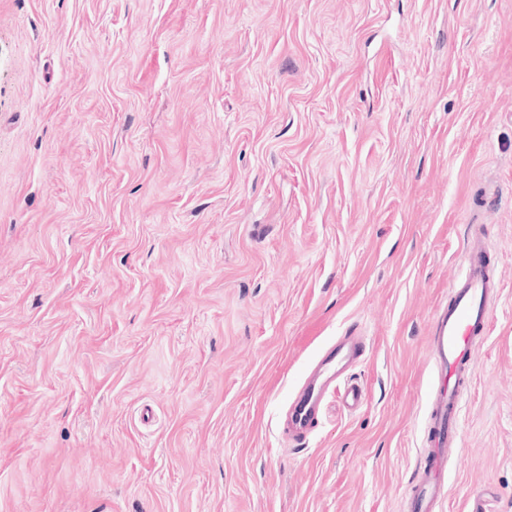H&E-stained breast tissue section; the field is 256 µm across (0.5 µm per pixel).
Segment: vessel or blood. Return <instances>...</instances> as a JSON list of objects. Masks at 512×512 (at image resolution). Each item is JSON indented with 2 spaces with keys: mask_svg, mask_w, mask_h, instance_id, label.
<instances>
[{
  "mask_svg": "<svg viewBox=\"0 0 512 512\" xmlns=\"http://www.w3.org/2000/svg\"><path fill=\"white\" fill-rule=\"evenodd\" d=\"M500 294L489 251L476 237L469 238L462 272L448 288V302L433 318L432 353L439 390L430 400L426 427L428 452L407 494V512H435L445 497V463L461 444L464 391L473 364L478 336L487 331V309ZM366 344L356 331H346L326 345L316 357L302 385L294 392L288 408L289 436L305 441L321 421L325 401L338 381H345V404L359 408L365 400L363 387L346 381L345 375L361 362Z\"/></svg>",
  "mask_w": 512,
  "mask_h": 512,
  "instance_id": "b4317fda",
  "label": "vessel or blood"
}]
</instances>
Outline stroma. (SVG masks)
Masks as SVG:
<instances>
[{
	"label": "stroma",
	"mask_w": 512,
	"mask_h": 512,
	"mask_svg": "<svg viewBox=\"0 0 512 512\" xmlns=\"http://www.w3.org/2000/svg\"><path fill=\"white\" fill-rule=\"evenodd\" d=\"M473 230L442 512H512V0H0V512H406ZM489 251L479 237L468 239L462 272L448 288V304L433 318L432 353L439 390L430 400L428 452L407 494L408 512H436L445 497V463L461 444L464 391L478 336L487 331V309L499 297ZM366 344L356 330H347L326 345L316 357L302 385L294 392L288 408L289 436L303 442L321 421L325 401L336 383L361 362Z\"/></svg>",
	"instance_id": "stroma-1"
}]
</instances>
